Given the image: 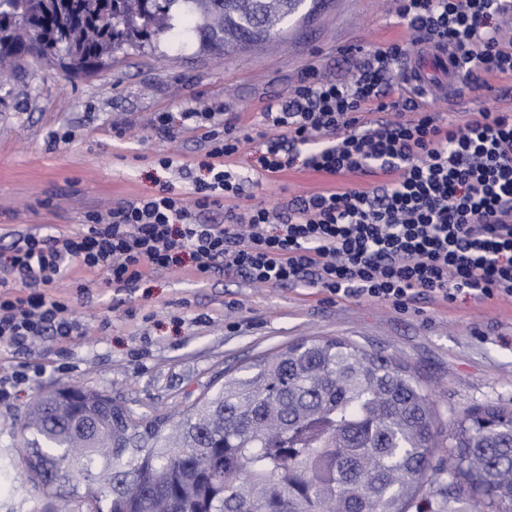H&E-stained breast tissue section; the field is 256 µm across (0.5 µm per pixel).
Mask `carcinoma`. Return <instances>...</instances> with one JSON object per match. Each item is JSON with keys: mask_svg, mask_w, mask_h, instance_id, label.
<instances>
[{"mask_svg": "<svg viewBox=\"0 0 512 512\" xmlns=\"http://www.w3.org/2000/svg\"><path fill=\"white\" fill-rule=\"evenodd\" d=\"M0 13V70L27 56L91 73L127 46L175 29L226 53L281 31L295 0H10ZM145 17L140 31L115 21ZM40 392L24 411L19 459L35 492L86 499L89 512H407L437 469L436 407L402 361L345 337L265 353L175 415L149 421L91 388ZM448 495L512 512V412L465 411L448 431Z\"/></svg>", "mask_w": 512, "mask_h": 512, "instance_id": "cac0c4a2", "label": "carcinoma"}]
</instances>
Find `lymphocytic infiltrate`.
<instances>
[{
    "instance_id": "1",
    "label": "lymphocytic infiltrate",
    "mask_w": 512,
    "mask_h": 512,
    "mask_svg": "<svg viewBox=\"0 0 512 512\" xmlns=\"http://www.w3.org/2000/svg\"><path fill=\"white\" fill-rule=\"evenodd\" d=\"M398 17L428 41L452 47L456 66L512 77V0H396ZM395 41L365 52L347 80L311 76L268 106L258 136L259 178L295 164L330 176H385L371 191L323 189L287 207L241 204L229 170L250 139L217 112L184 113L209 127L194 203L173 185L147 199L88 214L81 228L16 238L0 280V345L22 350L47 331L82 335L70 302L51 296L73 271L132 288L146 272L188 253L196 272L215 269L267 287L302 283L328 299L355 296L408 312L421 299L449 306L512 300V108H483L441 125L391 74L406 58ZM381 113L369 124L365 116ZM223 206L220 224L199 215Z\"/></svg>"
}]
</instances>
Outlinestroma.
<instances>
[{
  "instance_id": "35a3bbf8",
  "label": "stroma",
  "mask_w": 512,
  "mask_h": 512,
  "mask_svg": "<svg viewBox=\"0 0 512 512\" xmlns=\"http://www.w3.org/2000/svg\"><path fill=\"white\" fill-rule=\"evenodd\" d=\"M401 36L415 42L423 34L408 30L388 2L311 0L279 35L225 55L169 39L126 48L90 75L27 60L0 82V254L20 235L75 230L88 212L148 198L165 182L190 194L194 180L207 176L199 167L207 143L182 112L209 105L257 132L263 108L284 99L307 68L347 77L357 48ZM455 85L477 107L512 103V79L478 69ZM161 115L174 139L155 133ZM258 149L245 146L234 167L251 202L279 207L325 186L323 176L302 168L277 186L258 183ZM164 157L173 158L172 167L161 166ZM52 293L70 298V316L86 333H48L26 352L0 346V376L33 361L46 367L0 399V453L11 452L24 409L47 388L105 390L149 419L182 409L266 352L309 336H345L407 363L440 411L433 450L439 472L408 512H491L448 497V420L465 409H512L511 300L456 307L422 301L417 311L402 312L355 298L330 301L300 284L259 288L220 271L199 275L187 260L136 288H110L101 277L76 273ZM60 508L57 496L0 486V512Z\"/></svg>"
}]
</instances>
